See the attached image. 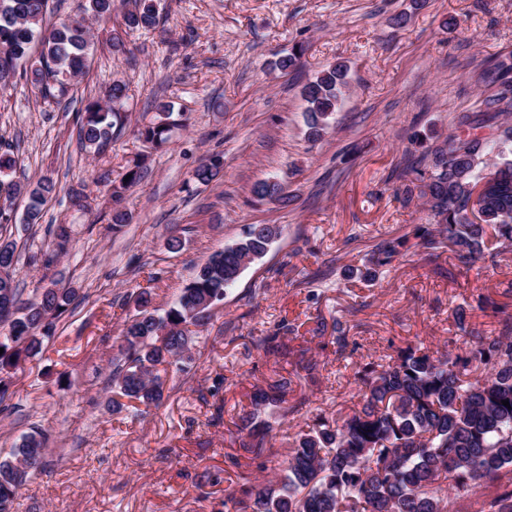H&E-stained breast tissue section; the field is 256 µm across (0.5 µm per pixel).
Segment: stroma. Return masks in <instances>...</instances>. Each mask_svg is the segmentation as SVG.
Masks as SVG:
<instances>
[{"label": "stroma", "instance_id": "35a3bbf8", "mask_svg": "<svg viewBox=\"0 0 512 512\" xmlns=\"http://www.w3.org/2000/svg\"><path fill=\"white\" fill-rule=\"evenodd\" d=\"M157 9L150 29L128 30L118 12L93 23L90 67L60 103L23 80L0 88L11 179L57 184L36 224L24 197L11 201L13 279L25 302L53 283L72 292L41 352L1 378L0 455L33 430L48 437L15 512H224L239 473L264 476L235 426L255 388L291 380L288 421L266 445L280 453L319 416L358 407L356 365L409 345L459 352L456 307L498 328L478 307L483 294L512 314V250L466 269L451 252L430 260L413 247L372 282L349 275L380 242L426 223L423 207L397 197L392 172L453 131L458 113L477 111L488 90L471 74L512 51V0H157ZM296 45L298 69L275 70ZM339 59L349 92L327 133L310 140L301 89ZM116 80L127 86L128 122L93 156L78 144L79 117ZM162 103L182 121L156 149L139 132ZM140 155L149 172L121 202L132 220L113 225L107 189ZM216 155L220 175L196 182ZM266 181L284 184L291 203L257 200L252 189ZM249 224L282 234L197 328L188 368L164 372L163 404L114 409L112 360L134 297L147 290L168 308ZM273 333L280 349L257 352L254 339Z\"/></svg>", "mask_w": 512, "mask_h": 512}]
</instances>
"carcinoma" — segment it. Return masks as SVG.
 <instances>
[{"mask_svg": "<svg viewBox=\"0 0 512 512\" xmlns=\"http://www.w3.org/2000/svg\"><path fill=\"white\" fill-rule=\"evenodd\" d=\"M118 4L130 6L123 13L127 28L155 25L153 0H82L78 14L52 27L45 24L49 0H0V86L19 76L44 98L65 97L69 81L88 63L93 45L88 21L112 18ZM347 75L348 65L337 62L303 87L310 138L326 133L349 90ZM476 82L493 89L482 101V113L458 118L459 130L426 154L427 163L409 160L397 175L402 202H424L432 218L416 225V246L435 257L448 250L466 267L496 258L497 243L512 246V125L482 133L485 117L512 112V53L487 63ZM125 90L126 84L116 83L108 102L86 105L79 136L88 152H102L113 130L125 126L128 117L116 107ZM171 116L168 106H160L157 120L140 130V137L156 148L167 144ZM13 166L10 156L0 154V194L6 202L26 194L27 223L34 224L55 184L48 178L14 182L8 179ZM220 172L221 162L213 160L193 177L209 183ZM147 173L145 158H135L125 169L131 178L112 184V201L120 202ZM483 182L487 190L475 202ZM254 196L283 205L289 200L277 183L256 186ZM280 233L276 224L249 225L237 242L212 254L163 311L141 293L137 314L123 323L120 356L112 359L117 394L147 409L160 405L165 383L157 366L191 360V327L210 319L226 290L265 256ZM406 245L404 239L378 244L359 276L375 279ZM16 259V243L0 237V265L9 269ZM68 304L63 288H48L40 299L22 303L11 276L0 278V323L8 325V335L0 339V371L39 353L37 330ZM453 325L457 340L469 347L465 355L436 356L409 346L380 367L366 364L355 372L360 407L322 416L298 434L287 455L274 462V479L260 483L240 475L226 489L224 512H512V408L502 404L512 405V317L498 320V332L488 335L459 307ZM288 385L282 377L254 392L250 409L239 415V431H248L240 447L256 458L264 456L273 424L288 422L282 398ZM46 452V436L37 431L0 459V512H14L16 490L32 475L25 464L41 461ZM461 491L468 496L465 508L457 498Z\"/></svg>", "mask_w": 512, "mask_h": 512, "instance_id": "cac0c4a2", "label": "carcinoma"}]
</instances>
